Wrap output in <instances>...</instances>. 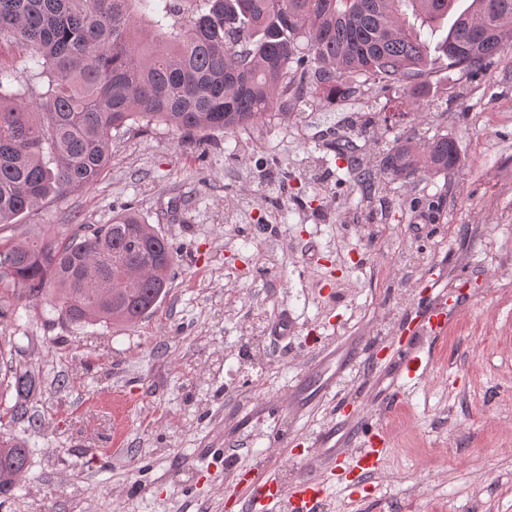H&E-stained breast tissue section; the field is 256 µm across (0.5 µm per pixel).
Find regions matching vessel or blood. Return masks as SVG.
I'll list each match as a JSON object with an SVG mask.
<instances>
[{
	"mask_svg": "<svg viewBox=\"0 0 512 512\" xmlns=\"http://www.w3.org/2000/svg\"><path fill=\"white\" fill-rule=\"evenodd\" d=\"M465 304V298H449L447 291L443 290L413 308L412 314L416 321L413 333L400 340L389 363L393 379L391 392H398L423 375L427 369L423 360L426 339L446 333L449 319ZM356 357L357 353L353 350L338 352L332 348L320 349L299 384L290 391L291 405L303 406L305 387H313L322 395L330 392L337 380L351 369ZM354 430V425L340 422L316 436L313 446L318 450L327 477L344 474L343 463L348 457L353 458L354 468L360 477L372 476L388 456L390 443L383 432H371L366 435L362 445L357 447L352 442ZM323 490V482L309 477L297 479L287 487L277 480L268 479L252 486L248 506L254 510L280 495L284 497L290 512H317Z\"/></svg>",
	"mask_w": 512,
	"mask_h": 512,
	"instance_id": "vessel-or-blood-1",
	"label": "vessel or blood"
}]
</instances>
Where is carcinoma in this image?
Here are the masks:
<instances>
[{
  "mask_svg": "<svg viewBox=\"0 0 512 512\" xmlns=\"http://www.w3.org/2000/svg\"><path fill=\"white\" fill-rule=\"evenodd\" d=\"M456 0H0V45L23 49L25 81L0 67V228L51 196L94 185L112 132L164 124L187 133L246 130L303 102L328 106L376 86L384 120L403 117L436 66L483 72L512 47V0H471L434 42ZM414 21H409V18ZM395 180L460 165L446 136L396 138L379 152ZM350 177L370 200L357 161ZM174 250L124 212L89 232L39 228L0 236V315L8 295L55 300L62 321L136 323L169 292ZM14 422L40 392L13 373ZM24 441L0 432V492L28 468Z\"/></svg>",
  "mask_w": 512,
  "mask_h": 512,
  "instance_id": "carcinoma-1",
  "label": "carcinoma"
}]
</instances>
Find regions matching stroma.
I'll use <instances>...</instances> for the list:
<instances>
[{
  "label": "stroma",
  "mask_w": 512,
  "mask_h": 512,
  "mask_svg": "<svg viewBox=\"0 0 512 512\" xmlns=\"http://www.w3.org/2000/svg\"><path fill=\"white\" fill-rule=\"evenodd\" d=\"M379 111L366 94L235 134H116L93 186L0 232L94 227L132 209L176 257L167 297L132 325H71L49 303L10 300L0 380L24 365L41 391L8 428L30 463L0 512H246L269 462L286 481L325 480L320 512H512V54L473 78L440 71L417 116L388 127ZM357 112L376 118L357 141L372 174L399 135L452 137L461 168L383 183L391 206L374 211L331 145ZM434 272L468 309L427 340L426 374L381 408L384 351ZM284 315L293 329L278 341ZM357 337L365 351L330 397L286 406L317 348ZM346 411L392 444L356 486L326 481L312 448ZM279 430L292 442L276 452Z\"/></svg>",
  "instance_id": "35a3bbf8"
}]
</instances>
